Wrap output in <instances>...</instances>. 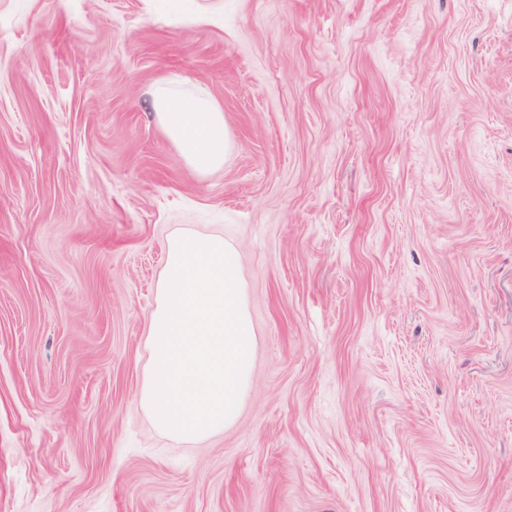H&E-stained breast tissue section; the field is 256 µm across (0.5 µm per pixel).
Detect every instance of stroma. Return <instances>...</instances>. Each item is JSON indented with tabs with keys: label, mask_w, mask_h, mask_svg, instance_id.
Wrapping results in <instances>:
<instances>
[{
	"label": "stroma",
	"mask_w": 512,
	"mask_h": 512,
	"mask_svg": "<svg viewBox=\"0 0 512 512\" xmlns=\"http://www.w3.org/2000/svg\"><path fill=\"white\" fill-rule=\"evenodd\" d=\"M187 231L257 343L194 444L138 401ZM0 512H512V0H0ZM152 109L156 124L193 171L205 175L224 166L227 127L215 98L182 92L160 80Z\"/></svg>",
	"instance_id": "1"
}]
</instances>
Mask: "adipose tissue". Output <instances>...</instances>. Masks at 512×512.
Segmentation results:
<instances>
[{"label": "adipose tissue", "mask_w": 512, "mask_h": 512, "mask_svg": "<svg viewBox=\"0 0 512 512\" xmlns=\"http://www.w3.org/2000/svg\"><path fill=\"white\" fill-rule=\"evenodd\" d=\"M152 109L158 127L193 171L205 175L223 167L227 127L215 98L177 90L162 80L153 92Z\"/></svg>", "instance_id": "adipose-tissue-1"}]
</instances>
